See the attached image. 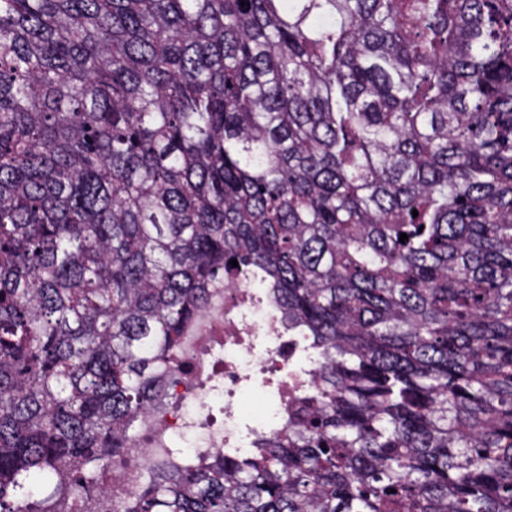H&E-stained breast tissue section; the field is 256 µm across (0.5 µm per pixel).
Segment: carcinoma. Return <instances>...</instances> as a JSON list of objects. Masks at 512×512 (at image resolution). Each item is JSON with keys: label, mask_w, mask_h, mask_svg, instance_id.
<instances>
[{"label": "carcinoma", "mask_w": 512, "mask_h": 512, "mask_svg": "<svg viewBox=\"0 0 512 512\" xmlns=\"http://www.w3.org/2000/svg\"><path fill=\"white\" fill-rule=\"evenodd\" d=\"M248 269L315 389L125 512H512V0H0V512Z\"/></svg>", "instance_id": "obj_1"}]
</instances>
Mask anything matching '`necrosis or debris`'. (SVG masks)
Returning a JSON list of instances; mask_svg holds the SVG:
<instances>
[{"label":"necrosis or debris","mask_w":512,"mask_h":512,"mask_svg":"<svg viewBox=\"0 0 512 512\" xmlns=\"http://www.w3.org/2000/svg\"><path fill=\"white\" fill-rule=\"evenodd\" d=\"M180 360L182 375L165 408L141 417L140 431L126 439L111 482L75 512H123L148 464L179 460L175 438H193L191 452L197 456L248 453L256 436L285 426L293 395L314 386V366L289 362L288 332L266 289L248 276L213 289L186 330ZM266 384L268 418L247 417L235 401L237 392Z\"/></svg>","instance_id":"1"}]
</instances>
